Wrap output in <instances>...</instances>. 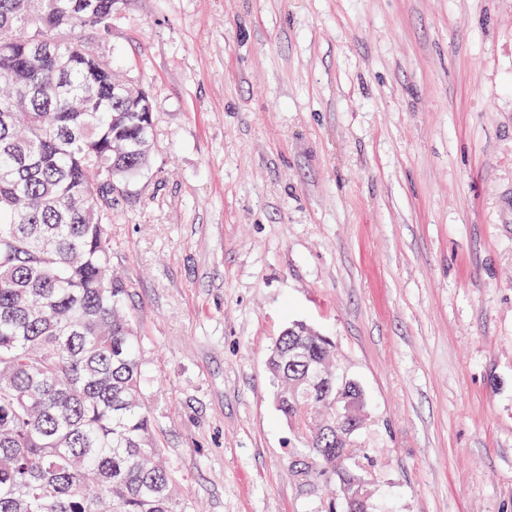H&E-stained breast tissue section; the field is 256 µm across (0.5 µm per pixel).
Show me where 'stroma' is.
Returning <instances> with one entry per match:
<instances>
[{"instance_id": "stroma-1", "label": "stroma", "mask_w": 512, "mask_h": 512, "mask_svg": "<svg viewBox=\"0 0 512 512\" xmlns=\"http://www.w3.org/2000/svg\"><path fill=\"white\" fill-rule=\"evenodd\" d=\"M149 93L120 198L145 403L192 512H329L267 369L289 323L367 396L372 512H512V0H120Z\"/></svg>"}]
</instances>
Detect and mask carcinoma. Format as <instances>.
I'll return each instance as SVG.
<instances>
[{
    "label": "carcinoma",
    "instance_id": "obj_1",
    "mask_svg": "<svg viewBox=\"0 0 512 512\" xmlns=\"http://www.w3.org/2000/svg\"><path fill=\"white\" fill-rule=\"evenodd\" d=\"M118 0H0V512H188L143 400L129 291L112 271L114 197L149 170L138 84L93 55ZM40 41L47 53L33 50ZM332 340L293 322L270 350L277 410L308 485L368 470L336 435V404L366 406Z\"/></svg>",
    "mask_w": 512,
    "mask_h": 512
}]
</instances>
